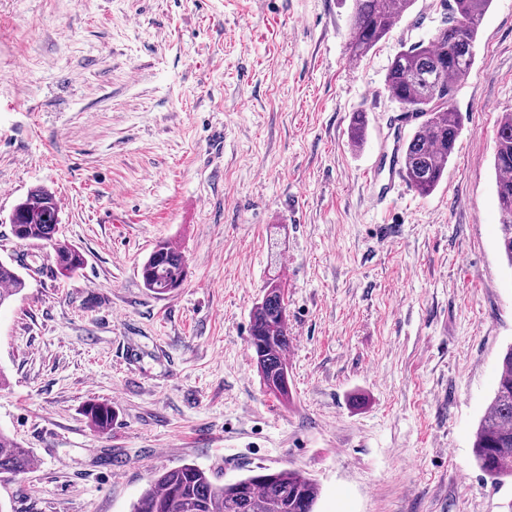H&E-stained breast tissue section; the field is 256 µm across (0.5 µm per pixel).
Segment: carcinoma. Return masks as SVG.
I'll use <instances>...</instances> for the list:
<instances>
[{
	"label": "carcinoma",
	"instance_id": "obj_1",
	"mask_svg": "<svg viewBox=\"0 0 512 512\" xmlns=\"http://www.w3.org/2000/svg\"><path fill=\"white\" fill-rule=\"evenodd\" d=\"M416 0H355L348 39V56L360 61L409 12ZM448 16L426 41L400 51L391 61L385 86L403 112H413L420 122L404 143L402 170L410 187L430 195L448 172L462 121L452 106L459 84L475 63L480 23L492 0H444ZM468 23L466 38L458 25ZM363 113L353 117L348 129L352 146L366 137ZM494 169L500 212L499 246L512 267V113L506 112L496 129ZM57 200L45 189L31 191L10 216L22 241L47 242L54 252L59 275L79 271L84 257L77 249L55 238L60 224ZM188 274L182 252L169 241H159L144 261L141 276L145 288L163 295L183 284ZM25 288L24 278L6 262H0V307ZM288 309L276 280L266 286L251 316L250 346L266 390L284 400L290 386L288 374ZM84 412L90 425L105 432L112 426V407L88 402ZM480 469L491 478H512V347L501 359L500 375L489 409L472 444ZM27 449L0 431V476L15 477L31 468ZM320 495L318 482L296 470H259L232 482L218 484L206 471L183 464L155 477L133 503L132 512H314Z\"/></svg>",
	"mask_w": 512,
	"mask_h": 512
}]
</instances>
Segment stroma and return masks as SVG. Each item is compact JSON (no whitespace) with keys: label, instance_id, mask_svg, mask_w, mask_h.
Masks as SVG:
<instances>
[{"label":"stroma","instance_id":"35a3bbf8","mask_svg":"<svg viewBox=\"0 0 512 512\" xmlns=\"http://www.w3.org/2000/svg\"><path fill=\"white\" fill-rule=\"evenodd\" d=\"M353 0H0V261L26 286L0 308V431L30 470L0 512H131L193 463L316 479V512H505L472 444L512 346V267L493 167L512 111V0H492L453 104L458 147L420 197L390 156L413 133L385 89L443 0L357 63ZM367 120L353 148L354 113ZM53 192L58 240L8 217ZM181 288H144L159 240ZM288 304L291 395L265 391L249 344L270 276ZM111 405L94 430L89 400ZM60 208L57 200L45 189L31 191L27 198L20 202L10 216V224L17 225L22 241L48 242L54 252V263L62 277H70L79 271L84 257L77 249L60 242L55 238L57 226L60 224Z\"/></svg>","mask_w":512,"mask_h":512}]
</instances>
